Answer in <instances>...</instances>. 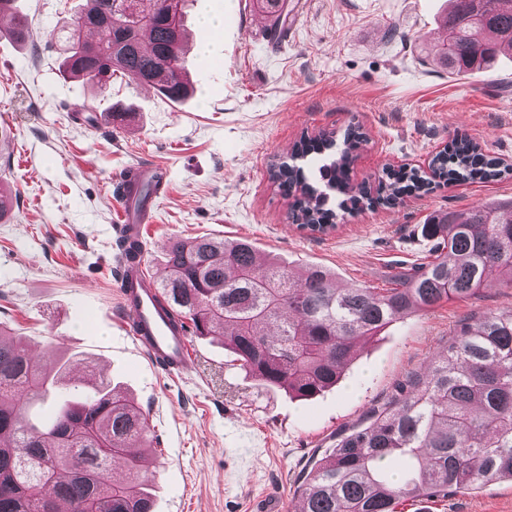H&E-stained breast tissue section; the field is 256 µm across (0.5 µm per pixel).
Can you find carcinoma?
<instances>
[{
    "instance_id": "1",
    "label": "carcinoma",
    "mask_w": 512,
    "mask_h": 512,
    "mask_svg": "<svg viewBox=\"0 0 512 512\" xmlns=\"http://www.w3.org/2000/svg\"><path fill=\"white\" fill-rule=\"evenodd\" d=\"M115 0H86L76 18L63 72L99 89L112 76H137L172 102L188 94L183 76L186 0H136L139 26L129 29ZM441 19L447 36L438 63L451 74H473L512 48V0H449ZM105 36L81 39L84 28ZM151 51L140 49L144 41ZM366 139L357 127L304 137L295 154L309 166L270 167V179L291 199L292 223L312 232L336 228V210L397 206L430 182L415 169L386 173L371 189L351 181ZM437 177L487 183L499 162L460 137L435 157ZM433 258L393 274L389 288H336L321 266L296 274L260 256L244 238H180L170 242L161 304L191 324L196 336H218L248 377L310 398L339 381L358 344L390 324L443 301L466 300L487 286L489 271L512 288V201L448 212L424 225ZM62 372L33 360L20 340L0 331V512H154L144 452L149 426L124 392L91 384L47 425L28 418L36 401L55 391ZM399 460L409 474L387 471ZM512 480V309L465 321L448 354L413 375L399 395L372 409L370 424L343 434L308 471L299 512H397L402 500L463 493Z\"/></svg>"
}]
</instances>
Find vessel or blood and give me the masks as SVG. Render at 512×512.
<instances>
[{
	"instance_id": "vessel-or-blood-1",
	"label": "vessel or blood",
	"mask_w": 512,
	"mask_h": 512,
	"mask_svg": "<svg viewBox=\"0 0 512 512\" xmlns=\"http://www.w3.org/2000/svg\"><path fill=\"white\" fill-rule=\"evenodd\" d=\"M168 172L158 166L134 165L127 167L118 177L123 190L122 201H129L140 182L165 184ZM121 225L125 236L133 242H142L143 227L152 223L150 210L132 214L121 210ZM119 293L126 315V328L139 351L156 367L173 375L185 373L191 363L189 343L184 328L174 316L163 310L160 294L147 273L143 256L124 262L119 278Z\"/></svg>"
}]
</instances>
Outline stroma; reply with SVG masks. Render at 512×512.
<instances>
[{"label":"stroma","mask_w":512,"mask_h":512,"mask_svg":"<svg viewBox=\"0 0 512 512\" xmlns=\"http://www.w3.org/2000/svg\"><path fill=\"white\" fill-rule=\"evenodd\" d=\"M279 44L257 28L262 0H187L185 25L221 20L222 57L186 56L194 93L144 94L121 76L95 91L60 64L83 0H16L35 28L0 37V177L14 195L0 218V328L47 360L79 356L81 378L107 379L147 417L155 512H256L265 497L298 512L301 476L343 430L388 401L407 374L445 354L458 322L512 309L491 272L482 293L392 323L361 342L341 379L309 400L259 385L212 338L189 336L195 365L153 366L123 327L115 254V178L132 164L169 170L146 225L148 271L164 274L175 237L246 238L294 271L331 270L337 287L384 288L398 264L421 262V229L443 212L512 198V51L489 71L450 75L432 56L447 0H288ZM96 116L88 124L87 116ZM359 127L351 176L423 168L455 136L482 144L504 170L490 183L433 181L393 208L345 216L329 234L298 229L270 181L301 135ZM398 512H512V480Z\"/></svg>","instance_id":"1"}]
</instances>
